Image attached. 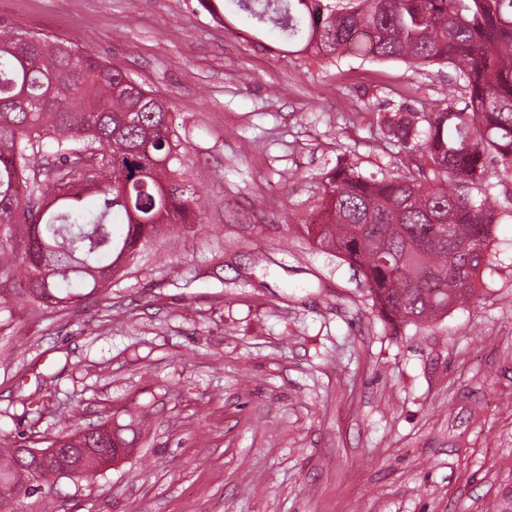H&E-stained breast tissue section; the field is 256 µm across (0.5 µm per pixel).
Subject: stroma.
Wrapping results in <instances>:
<instances>
[{
	"label": "stroma",
	"instance_id": "obj_1",
	"mask_svg": "<svg viewBox=\"0 0 512 512\" xmlns=\"http://www.w3.org/2000/svg\"><path fill=\"white\" fill-rule=\"evenodd\" d=\"M67 40L167 100L183 177L206 198L61 315L0 329V438L147 414L72 512H512V176L477 300L393 329L361 272L293 226L318 173L415 158L379 115L464 106L446 65L289 54L199 0H0V30Z\"/></svg>",
	"mask_w": 512,
	"mask_h": 512
}]
</instances>
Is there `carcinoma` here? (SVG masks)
I'll list each match as a JSON object with an SVG mask.
<instances>
[{
    "label": "carcinoma",
    "instance_id": "carcinoma-1",
    "mask_svg": "<svg viewBox=\"0 0 512 512\" xmlns=\"http://www.w3.org/2000/svg\"><path fill=\"white\" fill-rule=\"evenodd\" d=\"M294 54L453 67L464 107L383 117L385 137L419 153L422 176L366 175L339 162L319 174V219L297 225L314 247L362 271L392 326L434 324L471 301L489 265L498 209L476 185L488 160L512 172V0H224ZM167 101L70 42L0 31V316L23 295L34 313L79 304L112 286L166 233L197 223L203 202L182 179ZM122 428L70 436L101 453ZM0 448V512L21 491L39 512L86 491L93 477L31 478L20 441Z\"/></svg>",
    "mask_w": 512,
    "mask_h": 512
}]
</instances>
